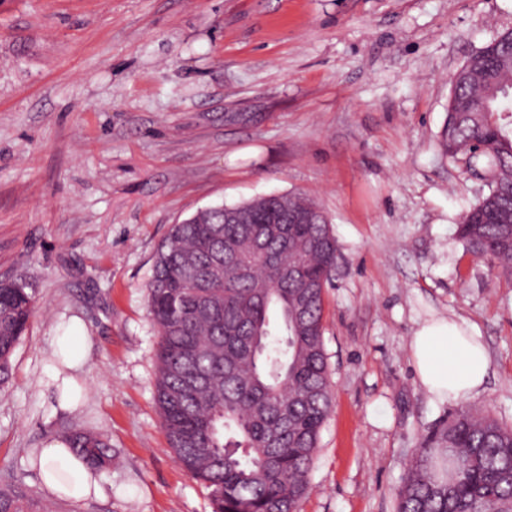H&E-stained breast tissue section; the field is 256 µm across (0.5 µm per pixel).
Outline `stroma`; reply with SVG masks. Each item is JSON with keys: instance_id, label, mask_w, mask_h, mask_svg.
I'll use <instances>...</instances> for the list:
<instances>
[{"instance_id": "35a3bbf8", "label": "stroma", "mask_w": 512, "mask_h": 512, "mask_svg": "<svg viewBox=\"0 0 512 512\" xmlns=\"http://www.w3.org/2000/svg\"><path fill=\"white\" fill-rule=\"evenodd\" d=\"M508 30L512 0H0V279L35 300L0 389V485L53 512H212L167 446L145 285L173 224L268 194L313 198L341 252L300 512H395L456 408L412 363L425 321L477 327L491 374L464 405L512 426V275L455 234L489 183L441 146L451 75ZM71 316L89 343L64 410L46 368ZM75 429L113 455L80 502L33 461Z\"/></svg>"}]
</instances>
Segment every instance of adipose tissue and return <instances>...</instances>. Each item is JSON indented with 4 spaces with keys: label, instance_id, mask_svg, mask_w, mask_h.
<instances>
[{
    "label": "adipose tissue",
    "instance_id": "obj_1",
    "mask_svg": "<svg viewBox=\"0 0 512 512\" xmlns=\"http://www.w3.org/2000/svg\"><path fill=\"white\" fill-rule=\"evenodd\" d=\"M88 336L78 321H70L54 345L63 354L64 368H51L48 377L63 405L77 404L83 388L75 379L82 367ZM411 355L421 384L439 400H464L480 392L490 362L473 327L440 317L421 325L411 342ZM44 486L51 495L82 500L100 494L99 472L61 439L46 442L38 454Z\"/></svg>",
    "mask_w": 512,
    "mask_h": 512
}]
</instances>
